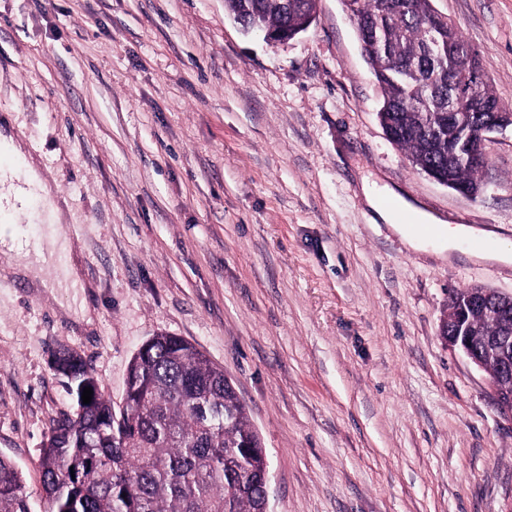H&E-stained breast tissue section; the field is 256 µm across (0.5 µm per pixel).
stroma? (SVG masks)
<instances>
[{"instance_id": "obj_1", "label": "stroma", "mask_w": 512, "mask_h": 512, "mask_svg": "<svg viewBox=\"0 0 512 512\" xmlns=\"http://www.w3.org/2000/svg\"><path fill=\"white\" fill-rule=\"evenodd\" d=\"M512 109V0H431ZM288 44L224 0H0V116L49 178L82 285L0 266V456L48 512L38 467L72 408L75 351L114 408L161 333L223 368L267 452L270 512H512V422L440 335L448 298L512 293V263L415 251L361 186L512 248V132L473 200L388 139L343 0Z\"/></svg>"}]
</instances>
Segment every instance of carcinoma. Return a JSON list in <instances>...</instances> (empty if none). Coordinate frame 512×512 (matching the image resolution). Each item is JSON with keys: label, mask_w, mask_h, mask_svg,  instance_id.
<instances>
[{"label": "carcinoma", "mask_w": 512, "mask_h": 512, "mask_svg": "<svg viewBox=\"0 0 512 512\" xmlns=\"http://www.w3.org/2000/svg\"><path fill=\"white\" fill-rule=\"evenodd\" d=\"M355 0L374 33L367 61L383 95L381 125L397 136L413 165L450 176L453 189L482 188V168L451 163L465 152L452 131L448 86L464 79L444 43L432 40L430 0ZM229 14L258 31L301 27L314 0H224ZM414 100L418 108H398ZM59 375L75 400L56 419L42 448V489L54 512H264L259 486L268 462L258 432L224 370L180 336L160 334L133 357L120 411L102 394L78 354L58 352ZM93 390L83 403V389ZM0 512H31L14 464L0 457Z\"/></svg>", "instance_id": "1"}]
</instances>
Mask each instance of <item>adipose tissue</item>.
Here are the masks:
<instances>
[{
  "instance_id": "ef3b65f1",
  "label": "adipose tissue",
  "mask_w": 512,
  "mask_h": 512,
  "mask_svg": "<svg viewBox=\"0 0 512 512\" xmlns=\"http://www.w3.org/2000/svg\"><path fill=\"white\" fill-rule=\"evenodd\" d=\"M365 195L375 213L384 222L396 226L409 248L413 250L419 251L431 246L438 254H451L458 251L459 243L463 238L474 233L473 228L462 225L436 224L434 217L421 211L414 214L415 225L401 223L399 214L404 210L403 205L387 206L385 193L372 187L366 188ZM422 224L436 225V234L428 236L419 232L418 227ZM68 248L67 240L59 237L54 230L48 234L46 248L38 250H30L18 245L15 236L0 237V254L7 257L13 273L35 288L53 289L62 280L73 287L79 285L80 275L76 266H68L63 278L58 279L54 277L49 263V258L54 252L65 251Z\"/></svg>"
}]
</instances>
